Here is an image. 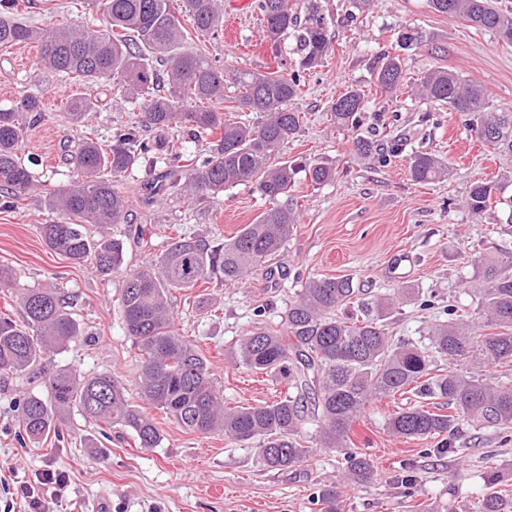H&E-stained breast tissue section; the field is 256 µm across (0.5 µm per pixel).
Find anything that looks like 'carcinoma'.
I'll return each instance as SVG.
<instances>
[{"instance_id": "obj_1", "label": "carcinoma", "mask_w": 512, "mask_h": 512, "mask_svg": "<svg viewBox=\"0 0 512 512\" xmlns=\"http://www.w3.org/2000/svg\"><path fill=\"white\" fill-rule=\"evenodd\" d=\"M93 0L105 17L102 28L90 25L38 27L23 20L27 0H0V50L21 44L39 47L37 65L73 86L68 121L82 126L97 111L98 99L88 93L94 85L118 84L133 108L146 104L141 125H126L112 137H84L70 154L74 179L47 194L45 207L57 218L41 225L40 234L53 250L75 264L93 261L96 273L112 279L124 260L123 243L102 235L91 238L82 224L106 228L127 222V198L120 183L136 170L143 185L157 166L167 169V194L190 202L215 199L224 191L251 182L271 204L251 224L224 241L205 237H177L157 258L130 272L123 280L120 304L124 328L139 351L137 385L148 404L160 409L181 428L198 434L222 433L236 442H256L264 465L288 471L308 462L315 442L342 452L346 478L358 485L375 479L372 461L350 447V432L376 399L413 392L434 399L448 413L422 404L400 409L387 420L397 438H439L452 449L460 427L491 429L502 440L512 436V380L493 375H470L458 369L471 352L494 367L512 361V260L484 257L474 272L480 289L478 316L459 302L448 300V319L432 325L418 341L389 335L387 321L395 309L391 297L368 302L359 297L348 278L307 280L282 317L278 330L257 326L239 339V362L246 368L288 381L292 393L272 403L227 407L214 383L210 367L181 335L171 311L172 292L217 280L232 285L267 259L283 252L298 217L280 203L291 191L298 172L314 186L336 177L321 162L304 165L278 161L281 148L300 130V113L291 107L301 93L303 72L320 66L332 50V17L322 0H303V10L289 0H252L264 23L273 52L282 41L292 43L298 69L255 71L224 63L189 46L191 34L218 37L224 25L223 0ZM430 8L460 17L472 27L489 31L512 43V11L495 0H428ZM192 29H187L182 18ZM398 47L409 50L422 42L419 32L399 29ZM240 90L229 98L226 81ZM376 90L398 97L406 86L403 59L384 54L373 68ZM416 94L423 101L446 105L468 118V127L484 144L512 154V112L489 109L484 88L447 69H434L419 81ZM231 106H226V103ZM367 96L349 86L330 106L333 125L357 131ZM41 95L19 92L0 106V209L18 205L33 185L34 176L19 151L27 133L41 121ZM229 112H255L254 124L232 121ZM182 124L206 141L200 152L165 148L147 131ZM354 151L380 164L405 152L407 139L380 143L356 135ZM408 171L412 180L433 182L448 175L444 161L434 154L413 151ZM494 181L476 180L466 206L479 216L488 206ZM22 320L0 315V374L37 373L45 356L57 352L80 333L67 311V296L55 288H29L21 296ZM356 306L349 320L332 315L340 306ZM444 357L448 366L437 362ZM48 394L28 392L15 401L19 434L38 443L58 430L62 416L72 409L98 425L122 427L134 433L141 448L161 441L157 423L143 408L129 402L125 388L106 374L77 377L57 369L47 381ZM487 492L471 512H512L498 490L500 472L483 473ZM321 512H343L336 489L320 488Z\"/></svg>"}]
</instances>
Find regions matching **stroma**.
Listing matches in <instances>:
<instances>
[{
  "label": "stroma",
  "mask_w": 512,
  "mask_h": 512,
  "mask_svg": "<svg viewBox=\"0 0 512 512\" xmlns=\"http://www.w3.org/2000/svg\"><path fill=\"white\" fill-rule=\"evenodd\" d=\"M323 5L336 18L333 49L308 72L292 103L302 116L301 128L281 157L327 162L336 169L335 179L314 187L297 175L291 199L299 222L279 256L236 284L205 283L174 295L176 323L207 359L229 407L287 396L286 383L236 366L232 357L241 336L253 327L279 328L288 300L309 278H349L371 296L416 289L418 299L401 301L390 324L393 334L415 339L430 323L444 319L449 297L477 310L481 282L474 275V259L512 257V224L501 221L504 203L512 197V155L484 145L447 107L420 101L410 92L392 101L371 91L358 134L402 137L408 150L431 152L447 163L446 179L418 183L411 180L404 158L382 166L357 155L352 143L357 133L334 128L329 111L347 86L369 88L376 57L394 53L402 26L417 28L423 36L421 45L404 53L410 87L426 72L445 68L482 85L491 110L512 111V43L431 10L427 0H372L353 18L349 0H323ZM26 19L38 25L105 22L101 10L78 8L75 0H30ZM192 45L230 67L270 71L279 61L293 59L285 50L273 55L263 23L250 9L225 22L223 38L196 39ZM37 57L33 44L0 50V104L52 81L37 67ZM52 82L59 105L44 110L21 147L37 186L17 207L0 210V265L13 272L11 281L0 286V314L19 317L26 289L62 288L82 333L48 357L45 372L65 368L79 376L110 375L138 405L139 352L123 328L119 301L125 273L154 259L168 238H230L252 223L267 202L246 183L191 210L179 199L147 195L139 175H131L123 183L128 221L107 230L125 243L124 265L111 281H102L91 263L73 264L40 235V225L52 219L44 195L72 179L64 155L81 136L80 127L65 118L63 78ZM96 94L101 110L91 125L97 135L110 137L114 128L141 118V110L131 109L119 87L101 86ZM494 176L507 178L504 192L492 197L483 216H473L464 205L471 183ZM134 226L143 231L142 243L130 239ZM397 254L404 261L394 274L389 262ZM200 293L210 294L212 307H197ZM422 298L431 300L429 310L419 308ZM29 388L23 377L0 379V475L6 479L0 485V512H17L15 490L22 485L45 498V512H318L313 496L330 483L341 495L344 512H448L452 500L467 505L482 497L484 464L512 466V442H501L491 430L462 426L461 451L444 454L437 451V439L391 436L386 420L417 403L411 392L374 402L355 424L352 440L377 469L376 482L357 486L341 476L335 450L316 449L301 467L275 471L263 465L254 444L185 431L153 407L148 413L162 436L155 448H138L128 431L102 434L74 409L59 435L40 446L23 443L17 437L14 400ZM49 469L67 473L65 491L54 494L40 485L41 473Z\"/></svg>",
  "instance_id": "35a3bbf8"
}]
</instances>
